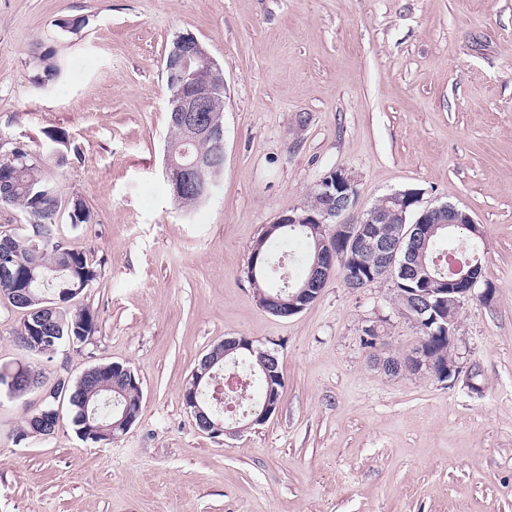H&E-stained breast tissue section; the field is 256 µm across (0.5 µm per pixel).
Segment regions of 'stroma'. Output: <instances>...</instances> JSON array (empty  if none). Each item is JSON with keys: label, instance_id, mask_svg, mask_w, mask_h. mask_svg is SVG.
<instances>
[{"label": "stroma", "instance_id": "35a3bbf8", "mask_svg": "<svg viewBox=\"0 0 512 512\" xmlns=\"http://www.w3.org/2000/svg\"><path fill=\"white\" fill-rule=\"evenodd\" d=\"M75 16L80 30L57 27ZM182 33L226 85L224 169L193 207L163 175L164 59ZM49 49L62 72L38 89ZM57 128L79 148L59 196L92 221L54 220L101 265L74 300L98 331L29 356L25 313L0 296V365L41 381L0 398V512H512V0H0V135L36 153ZM336 167L355 176L358 210L411 188L480 225L493 294L466 301L457 330L472 380L381 369L421 335L391 282L353 290L337 275L299 314L259 307L255 241ZM231 336L276 350L282 402L214 439L183 392ZM111 362L141 382L126 434L85 442L66 417L20 438L58 378Z\"/></svg>", "mask_w": 512, "mask_h": 512}]
</instances>
